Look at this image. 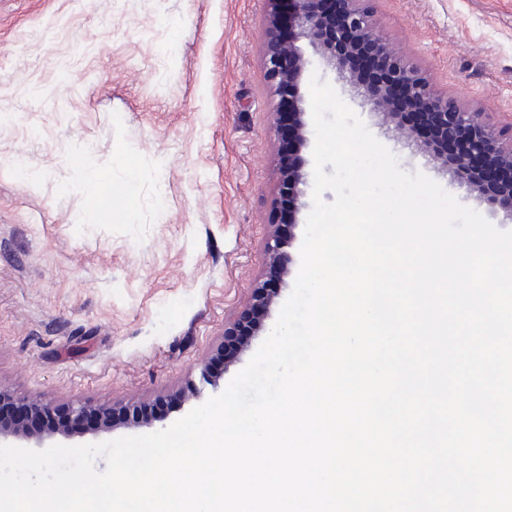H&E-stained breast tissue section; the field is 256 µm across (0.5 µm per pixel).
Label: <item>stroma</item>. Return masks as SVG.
<instances>
[{
	"label": "stroma",
	"instance_id": "1",
	"mask_svg": "<svg viewBox=\"0 0 512 512\" xmlns=\"http://www.w3.org/2000/svg\"><path fill=\"white\" fill-rule=\"evenodd\" d=\"M373 8L438 93L512 125V0ZM265 17V0H0V392L120 407L198 380L264 273L280 167ZM305 53L402 169L512 230ZM86 152L112 172L111 219L85 213ZM295 279L202 399L246 366Z\"/></svg>",
	"mask_w": 512,
	"mask_h": 512
}]
</instances>
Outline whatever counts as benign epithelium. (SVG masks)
<instances>
[{
    "mask_svg": "<svg viewBox=\"0 0 512 512\" xmlns=\"http://www.w3.org/2000/svg\"><path fill=\"white\" fill-rule=\"evenodd\" d=\"M269 10L265 20L261 46L267 82L275 96L289 87L291 112L283 115L282 103L273 112V140L280 150L288 145L290 160L280 170L281 186L288 187L293 208L290 223H279V213H274L266 237L263 256L266 272L253 287L248 303L240 314L224 328V343L238 335V330L249 319H254L253 332H258L270 307L280 296L281 288L268 287L269 277L282 283L289 273L291 255L288 252L295 240L296 216L305 206L302 201L305 158L307 146L304 121V96L300 82L309 64L301 43L307 42L330 65L339 77L349 82L360 104L382 115L384 122L417 149L432 153L433 145L417 139L414 132L402 123L400 108L404 105L420 110V116L437 126L448 139L463 132L467 136L463 153L449 158L438 156L443 165H452L459 184L471 187L493 209H501L512 216V192L496 195L484 191L473 177L472 167L481 161L491 165V174L512 182V130L498 133L486 121V113L479 108L466 107L454 98L435 92L428 79L411 68L401 57L392 52L382 36L374 15L372 0H268ZM348 36L345 49L336 51V36ZM364 49L362 61L370 64L380 55L392 59L393 78L379 85L364 82L357 73L353 58ZM67 420L43 429L27 421L11 425L0 423V438L13 437L37 444L56 435L74 436L81 433L68 422H87L94 415L101 416V426L112 427L106 415L112 408H91L85 404H71L65 408Z\"/></svg>",
    "mask_w": 512,
    "mask_h": 512,
    "instance_id": "7a95c632",
    "label": "benign epithelium"
}]
</instances>
